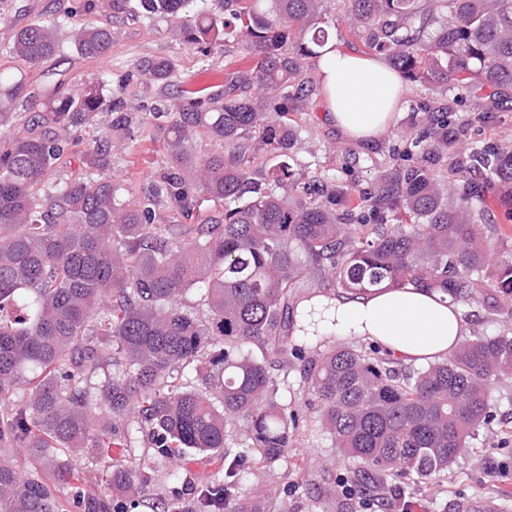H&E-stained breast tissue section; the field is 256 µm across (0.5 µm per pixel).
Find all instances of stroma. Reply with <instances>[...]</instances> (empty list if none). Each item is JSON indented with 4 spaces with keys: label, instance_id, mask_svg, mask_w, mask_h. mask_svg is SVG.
<instances>
[{
    "label": "stroma",
    "instance_id": "35a3bbf8",
    "mask_svg": "<svg viewBox=\"0 0 512 512\" xmlns=\"http://www.w3.org/2000/svg\"><path fill=\"white\" fill-rule=\"evenodd\" d=\"M75 0H7L0 18V45L7 43L13 28L35 18L61 20L72 10ZM99 9L91 20L111 27L112 51L102 59L81 58L70 42L39 66L28 69L27 89L35 92L49 82L66 86L102 79L112 88H123L128 107L139 110L158 101L173 103L179 95L209 96L222 94L227 72L248 68L242 52L232 46L213 49L202 56L186 48L170 32V25L158 21L151 25L119 18L113 14L110 0H98ZM144 56H166L176 64L174 86L160 88L142 84L135 63ZM445 106L457 129L462 133L464 150L496 147L512 149V110L484 112L481 100L470 97L461 88L448 93L430 90L417 83H404L400 107L391 130L369 143L344 141L323 117L320 99H313L307 111L295 114L301 130L297 156L306 173L329 171L337 180L361 189L370 188L378 169L392 168V150L402 138L418 128L419 108ZM130 140L138 142L134 153L113 156L107 175L125 181L133 196L157 181L169 166L164 150L166 131L152 122L132 127ZM502 187L484 188V209L489 218L486 233L497 254L512 255V238L499 234L505 217ZM467 323V338L491 336L512 328V294L496 295L492 307L462 305ZM491 399L496 416L489 427L480 429L470 448L457 457L447 471L423 483L397 480L385 493L359 504L354 490L358 484L356 465L344 460L329 439L319 434L316 424L301 430L296 443L288 450L289 459L308 462V470L291 466L268 469L252 467L242 485L244 496H264L287 502L290 512H307L311 501H318V512H400L403 502L421 504L424 512H463V505L478 508L492 503L496 512L503 508L504 491H512V379L495 382Z\"/></svg>",
    "mask_w": 512,
    "mask_h": 512
}]
</instances>
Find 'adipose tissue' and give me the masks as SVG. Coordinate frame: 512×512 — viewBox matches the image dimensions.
<instances>
[{
    "instance_id": "obj_1",
    "label": "adipose tissue",
    "mask_w": 512,
    "mask_h": 512,
    "mask_svg": "<svg viewBox=\"0 0 512 512\" xmlns=\"http://www.w3.org/2000/svg\"><path fill=\"white\" fill-rule=\"evenodd\" d=\"M317 66L323 116L345 140L366 142L391 129L402 85L384 58L359 54L331 40ZM313 308L324 313L325 334L373 342L406 363L447 357L467 330L459 304L439 289L413 284L301 302L300 324L308 323Z\"/></svg>"
}]
</instances>
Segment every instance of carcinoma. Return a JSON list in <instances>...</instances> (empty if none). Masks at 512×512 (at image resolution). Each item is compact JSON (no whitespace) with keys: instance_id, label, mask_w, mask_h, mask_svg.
Here are the masks:
<instances>
[{"instance_id":"1","label":"carcinoma","mask_w":512,"mask_h":512,"mask_svg":"<svg viewBox=\"0 0 512 512\" xmlns=\"http://www.w3.org/2000/svg\"><path fill=\"white\" fill-rule=\"evenodd\" d=\"M112 0L138 21L171 23L205 56L224 40L250 67L228 75L224 94L186 97L151 112L168 124L171 168L132 200L97 171L113 139L75 151L103 104L102 83L68 94L53 83L42 99L53 130L11 128L24 71L0 78V512H127L131 493L154 483L156 461L201 455L216 464L193 481L174 471L162 512H260L239 496L252 464L288 463L305 421L281 399L276 364L293 358L306 404L332 445L361 465L362 489L386 477L427 480L452 465L468 438L494 420L488 389L512 376V332L459 343L447 358L403 367L375 345L326 346L305 336L292 289L311 273L326 284L308 298L365 293L406 283L456 302L512 294V256L491 261L481 232L478 184L456 178L476 165L512 186V152L455 155L448 111L424 109L422 131L378 172L368 190L295 168L293 112L320 87L307 59L330 37L328 0ZM353 35L407 81L474 94L512 89V0H341ZM60 25L35 20L0 49L33 67L60 49ZM85 59L112 49V29L71 30ZM142 82L168 86L167 57L137 61ZM132 117L112 103L111 131ZM224 144L199 159L197 136ZM81 177L54 179L62 159ZM224 203L201 217L199 199ZM175 207L198 224H158ZM198 295L207 313L186 309ZM258 349L254 354L250 348ZM150 454L136 461L140 436ZM97 448L112 470V509L86 491L72 463Z\"/></svg>"}]
</instances>
